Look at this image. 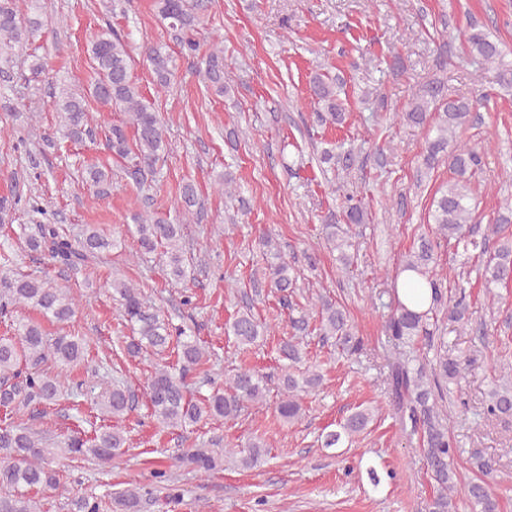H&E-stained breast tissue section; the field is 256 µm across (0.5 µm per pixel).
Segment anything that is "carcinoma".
<instances>
[{"instance_id":"carcinoma-1","label":"carcinoma","mask_w":512,"mask_h":512,"mask_svg":"<svg viewBox=\"0 0 512 512\" xmlns=\"http://www.w3.org/2000/svg\"><path fill=\"white\" fill-rule=\"evenodd\" d=\"M158 17L168 38L180 48L184 56L199 52L200 13L206 9V0H157ZM45 21L33 0H0V74H10L15 58L28 42L42 34ZM464 53L478 69L494 67L499 70L502 86L512 87V62L502 43L487 30L472 25L460 31ZM98 78L92 85L91 96L101 107L127 114V123L112 126L106 138L112 156L130 161L127 173L140 188L148 177L156 174V165L167 151L164 123L154 107L145 100L132 78L133 49L127 37L101 26L87 44ZM142 54L159 90L172 84L176 66L173 52L166 43L142 46ZM198 73L209 90L224 98L232 91L224 81V48L215 45L202 57ZM341 82L327 73H318L309 82V96L317 105L318 118L324 123L341 125L346 119V108L340 101ZM479 98L448 100L443 95L440 81L423 86L401 113L409 125L428 127V138L422 162L417 169L416 183L422 184L442 160L448 161L453 178L438 190L431 209L434 230L420 236L418 246L410 252L402 267L425 278L431 288V302L424 311L405 306L398 295H393L391 311L384 330L390 347L387 356V394L392 416L399 430L407 437L420 436V447L427 470L437 485L436 494L428 505V512H457L456 497L466 498L472 512H500L499 501L492 495L489 479L495 472L491 460L475 458L478 475L463 481L457 467V446L448 432V418L438 408L445 399V390L458 384L470 359L448 355V342L442 336L439 315L459 323L465 319L468 304L466 296H458L448 303V289L435 271L440 241L453 243L463 254L477 252L487 256L482 277L490 301L498 295L494 289L512 279V242H502L489 250L491 238L498 236L502 225L512 218L501 217L486 227L481 238L474 236V190L472 178L485 166L486 152L477 145L457 139V130L468 121L470 113L480 105ZM54 104L60 118L62 136L74 142L93 140L90 106L86 97L66 88L59 91ZM83 179L95 196L107 194L112 184V169L91 166ZM23 205L28 211L44 216L47 210L42 198L36 195L0 199V211ZM184 219L200 213V202L194 185L186 183L181 190ZM346 223L363 224L367 213L354 195H345L343 206ZM133 232L137 249L153 252L162 248L161 258L167 274L176 281L186 278L183 249V225L167 217L146 212L136 217ZM327 242L340 252L343 261L351 244L336 233V224L323 225ZM26 245L32 251H41L55 262L77 268L88 260L109 253L117 242L87 224L81 235L69 237L55 224L35 226L27 235ZM263 254L270 258L269 274L273 287L280 293V303L289 306L288 297L294 288L295 276L277 245L269 237L260 239ZM112 296L118 301L120 312L131 335L125 337L124 350L131 357L143 354L175 355L176 363L168 362L155 368L146 384L148 408L157 424L163 428L188 430L215 417L234 420L248 406L262 402L267 396V383L262 375L250 368H240L219 384L213 377L211 353L201 341L176 325L168 316L148 304L132 282L112 278ZM28 307L44 320L65 324L75 313L71 294L49 284L44 279L30 276L15 278L0 276V316L12 315L14 309ZM318 335L330 342L336 350L360 356L366 351L363 337L356 334L346 309L337 303L320 299L318 305ZM14 332L0 336V512H40L32 491L57 490L60 471L54 460L65 455L80 463L108 464L126 447L127 436L120 422L134 409L135 398L122 382L110 380L103 391L95 392L97 381L104 380L101 366L89 361L87 342L80 336L63 334L49 336L41 323L20 318L12 322ZM295 335L280 343L278 348L284 374L281 378L280 399L276 418L292 424L303 410L304 395L314 391L321 375L305 366V351L301 337L309 335V321L302 316L292 320ZM265 325L246 308L237 312L226 323L225 333L239 346H250L264 335ZM428 340L427 346L436 351L431 369L416 363L406 348L414 346L418 338ZM195 372L200 387L192 389L186 376ZM209 386L204 394L201 387ZM78 400L90 399L91 409L97 412L98 425L88 422L89 428L76 425L62 441L55 442L51 433L34 424L44 417L46 407L61 394ZM27 417V423L15 419ZM375 417V410L362 407L336 424V428L321 434L322 446L338 448L359 436ZM512 420V384L495 385L483 407L482 420L494 422ZM239 464L253 469L265 463L269 445L260 435L250 436L240 448L229 450ZM182 460L197 473L207 476L217 470L221 458L209 448L187 451ZM120 512H140L142 495L127 489L115 497ZM105 500L91 494L71 499L68 512H110Z\"/></svg>"}]
</instances>
